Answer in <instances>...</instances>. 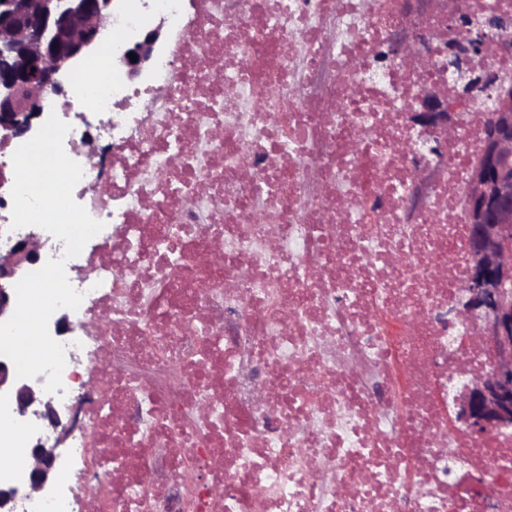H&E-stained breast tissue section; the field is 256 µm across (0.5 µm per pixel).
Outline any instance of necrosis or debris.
<instances>
[{
	"instance_id": "necrosis-or-debris-1",
	"label": "necrosis or debris",
	"mask_w": 512,
	"mask_h": 512,
	"mask_svg": "<svg viewBox=\"0 0 512 512\" xmlns=\"http://www.w3.org/2000/svg\"><path fill=\"white\" fill-rule=\"evenodd\" d=\"M61 94L82 252L40 227L83 300L52 399L82 424L76 470L22 512H512V433L449 430V384L489 368L448 316L468 267L464 192L483 137L474 88L429 155L408 113L458 96L448 43L512 0H133ZM132 85L117 64L155 17ZM426 45L414 67L396 31ZM0 132V249L12 155ZM0 401V449L51 443Z\"/></svg>"
}]
</instances>
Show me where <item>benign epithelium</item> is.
<instances>
[{
    "mask_svg": "<svg viewBox=\"0 0 512 512\" xmlns=\"http://www.w3.org/2000/svg\"><path fill=\"white\" fill-rule=\"evenodd\" d=\"M117 0H0V131L18 138L34 135L50 113L41 93L48 84L64 90L69 74L104 36ZM162 25L143 30L124 51L121 62L132 76L141 74L157 53ZM512 52V39L490 42L482 30H464L453 45L462 59L489 51ZM392 51L410 57L417 45L400 34ZM137 56L131 61L129 54ZM476 84L494 90L491 116L477 163L471 168L465 210L470 227L469 262L462 297L452 310L459 319L475 322L481 339L497 352L496 364L454 395L449 424L475 435L512 431V86L486 72ZM409 121L447 135L457 125L448 97L439 92L417 98ZM38 259L35 236L17 239L0 250V321L12 315L11 283ZM0 395L8 398L23 419L30 415L60 423L57 409L38 388L19 379L0 360ZM34 464L22 487L0 486V512H18L20 490L50 496L63 453L59 444L32 449Z\"/></svg>",
    "mask_w": 512,
    "mask_h": 512,
    "instance_id": "benign-epithelium-1",
    "label": "benign epithelium"
}]
</instances>
